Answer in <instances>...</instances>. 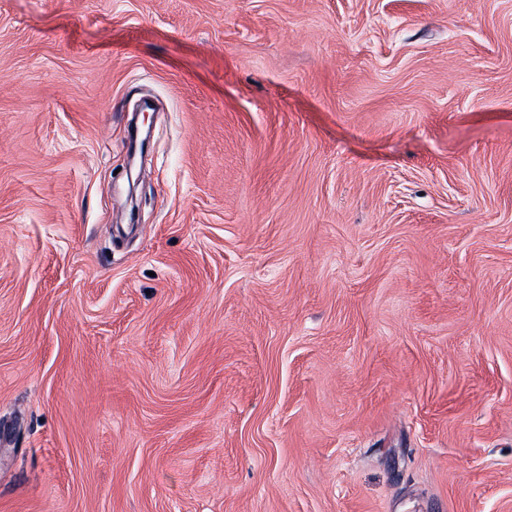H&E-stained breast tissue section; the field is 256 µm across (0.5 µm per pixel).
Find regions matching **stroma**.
I'll list each match as a JSON object with an SVG mask.
<instances>
[{
	"label": "stroma",
	"instance_id": "obj_1",
	"mask_svg": "<svg viewBox=\"0 0 512 512\" xmlns=\"http://www.w3.org/2000/svg\"><path fill=\"white\" fill-rule=\"evenodd\" d=\"M0 512H512V0H0Z\"/></svg>",
	"mask_w": 512,
	"mask_h": 512
}]
</instances>
